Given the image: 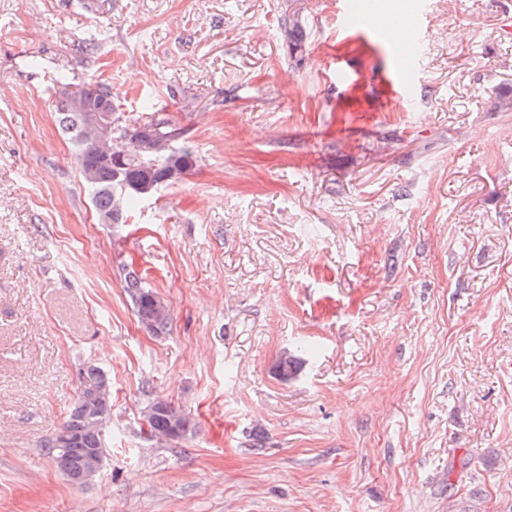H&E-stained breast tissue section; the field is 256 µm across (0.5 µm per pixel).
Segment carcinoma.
<instances>
[{
  "label": "carcinoma",
  "mask_w": 512,
  "mask_h": 512,
  "mask_svg": "<svg viewBox=\"0 0 512 512\" xmlns=\"http://www.w3.org/2000/svg\"><path fill=\"white\" fill-rule=\"evenodd\" d=\"M94 96L105 113L117 123L122 142L112 144L132 157L106 162L100 152L104 145L77 105V97ZM58 125L74 148L83 182L91 190V202L103 224H122L141 200L165 185L179 181L196 161L194 145L182 139L177 120L163 109L145 104L139 114H115L112 90L97 83L72 91L62 83L57 104ZM123 288L138 317L156 335L165 333L170 323L168 303L147 285L145 272L133 265L122 268ZM301 360L289 350L279 355L275 375L288 381L296 377ZM112 416V382L103 369L84 364L77 375V394L67 420L44 443L60 472L93 476L95 454L106 451L104 429ZM150 435L179 440L193 432L188 413L166 401H153L145 408Z\"/></svg>",
  "instance_id": "cac0c4a2"
}]
</instances>
